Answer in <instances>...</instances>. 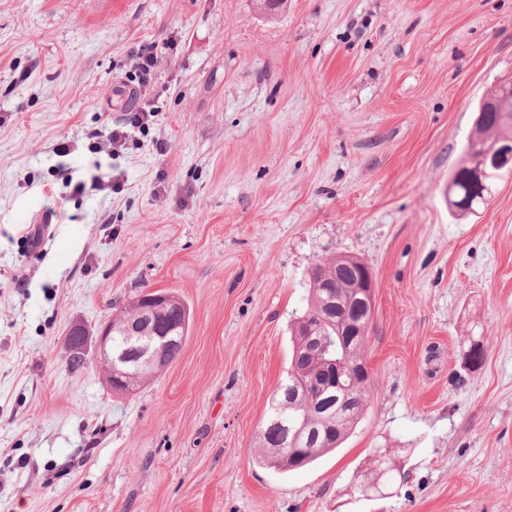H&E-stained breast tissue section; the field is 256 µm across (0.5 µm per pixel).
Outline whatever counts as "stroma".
<instances>
[{
    "instance_id": "35a3bbf8",
    "label": "stroma",
    "mask_w": 512,
    "mask_h": 512,
    "mask_svg": "<svg viewBox=\"0 0 512 512\" xmlns=\"http://www.w3.org/2000/svg\"><path fill=\"white\" fill-rule=\"evenodd\" d=\"M148 47L152 122L93 152ZM510 75L512 0H0V512H512V176L463 220L447 197ZM95 175L121 192L74 191ZM340 254L375 282L368 408L336 452L260 466ZM145 289L188 306L179 357L131 395L69 368L68 329Z\"/></svg>"
}]
</instances>
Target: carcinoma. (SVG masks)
I'll list each match as a JSON object with an SVG mask.
<instances>
[{
	"label": "carcinoma",
	"instance_id": "cac0c4a2",
	"mask_svg": "<svg viewBox=\"0 0 512 512\" xmlns=\"http://www.w3.org/2000/svg\"><path fill=\"white\" fill-rule=\"evenodd\" d=\"M477 134L486 143L512 136V124L500 112H479ZM466 157L448 180V210L459 218L478 214V208L492 193L495 183L509 175V169H488L490 176L478 188L471 181ZM309 276L307 307L291 327L292 351L287 379L273 391L270 411L258 432V464L281 471L309 465L340 447L362 420L370 395L369 369L344 377L350 401L341 402L336 389L318 381L321 373L338 360L353 364L366 361V330L372 308L355 299L363 288L365 268L361 259L338 255L314 264ZM145 292L116 310L112 316V343L131 347L125 341L126 329L139 326L147 330L178 336L185 340L189 312L178 297L158 307H145ZM75 355L69 361L78 369L85 362L84 341L69 338Z\"/></svg>",
	"mask_w": 512,
	"mask_h": 512
}]
</instances>
